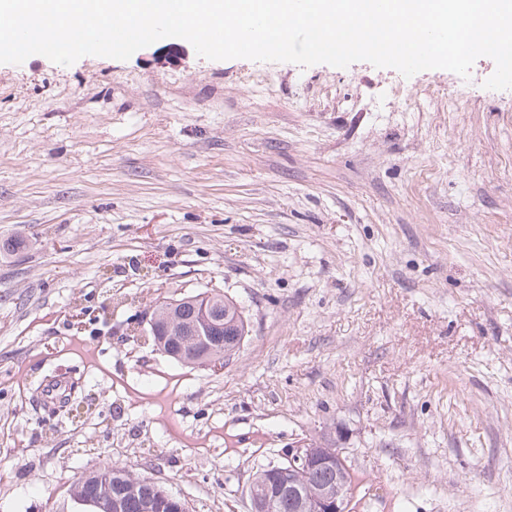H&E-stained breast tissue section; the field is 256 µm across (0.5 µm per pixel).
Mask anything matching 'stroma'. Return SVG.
<instances>
[{
    "label": "stroma",
    "instance_id": "1",
    "mask_svg": "<svg viewBox=\"0 0 512 512\" xmlns=\"http://www.w3.org/2000/svg\"><path fill=\"white\" fill-rule=\"evenodd\" d=\"M360 61L0 64V512L107 465L188 512L338 449L350 512H512V89ZM215 289L221 367L146 332ZM206 308L216 319L213 327V342L223 343L224 358L230 357L239 351L241 344L249 333V325L243 312L236 303L220 293H210Z\"/></svg>",
    "mask_w": 512,
    "mask_h": 512
}]
</instances>
